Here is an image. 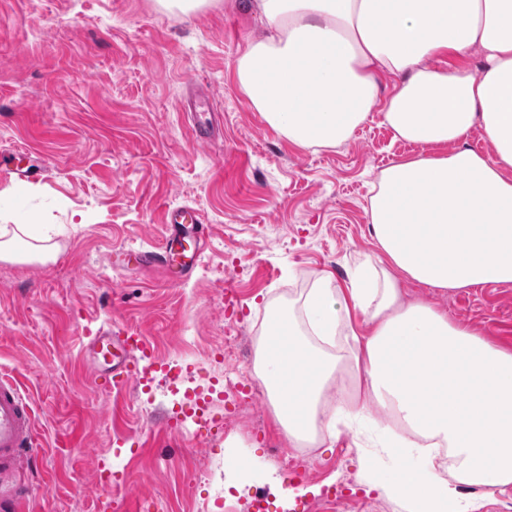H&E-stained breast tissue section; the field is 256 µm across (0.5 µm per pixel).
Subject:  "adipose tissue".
I'll list each match as a JSON object with an SVG mask.
<instances>
[{
  "instance_id": "ef3b65f1",
  "label": "adipose tissue",
  "mask_w": 512,
  "mask_h": 512,
  "mask_svg": "<svg viewBox=\"0 0 512 512\" xmlns=\"http://www.w3.org/2000/svg\"><path fill=\"white\" fill-rule=\"evenodd\" d=\"M253 10L268 34L239 51L232 77L290 144L339 147L375 115L394 140L432 152L381 171L366 210L375 250L346 286L325 275L299 309L267 305L252 375L293 447L370 433L386 465L366 461L364 474L402 512H473L461 486L512 489V351L405 299L400 283H512V0H253ZM476 127L491 155L468 146ZM29 231L0 225L1 261L57 252L46 226L18 250ZM375 406L386 421L372 419Z\"/></svg>"
}]
</instances>
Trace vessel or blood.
I'll use <instances>...</instances> for the list:
<instances>
[{"label": "vessel or blood", "instance_id": "vessel-or-blood-1", "mask_svg": "<svg viewBox=\"0 0 512 512\" xmlns=\"http://www.w3.org/2000/svg\"><path fill=\"white\" fill-rule=\"evenodd\" d=\"M0 171L13 175L20 183L38 174L22 150L0 155ZM165 219L169 232L161 247L141 252L127 250L119 258L134 270L153 266L187 277L205 249V241L198 233L201 215L192 207L181 206L167 209ZM87 352L94 377L113 387L137 386L148 380L147 372L141 371L139 365L142 360L153 358L154 348L138 331L99 334L90 340ZM34 439L35 420L28 399L13 379L0 376V506L8 512H22L32 494L31 487L16 481L15 474L23 467Z\"/></svg>", "mask_w": 512, "mask_h": 512}]
</instances>
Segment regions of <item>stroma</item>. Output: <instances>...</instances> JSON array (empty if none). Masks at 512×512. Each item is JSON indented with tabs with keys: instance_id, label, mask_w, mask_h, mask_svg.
Listing matches in <instances>:
<instances>
[{
	"instance_id": "stroma-1",
	"label": "stroma",
	"mask_w": 512,
	"mask_h": 512,
	"mask_svg": "<svg viewBox=\"0 0 512 512\" xmlns=\"http://www.w3.org/2000/svg\"><path fill=\"white\" fill-rule=\"evenodd\" d=\"M263 34L251 0L188 15L157 0H0V152L22 149L47 166L23 184L0 172V225L68 227L55 260L0 262V372L21 383L37 425L39 447L18 476L34 489L27 512H99L100 465L124 475L143 512H251L260 493L269 512H285L270 485L225 473L231 438L258 470L303 471L313 512H401L365 482L352 434L292 447L250 371L264 303H294L324 274L344 284L349 260L374 250L371 183L426 148L393 141L375 120L335 149L290 145L231 77L245 41ZM186 96L219 120L211 141L196 140ZM170 205L205 220L192 275L172 286L157 268L113 267V250L162 243ZM228 286L242 292L232 318ZM402 290L512 349V283L445 294L406 280ZM130 328L179 370L177 383L159 372L150 391L116 392L91 377L85 344ZM211 389L202 450L193 421L175 430L164 421ZM342 481L359 497L324 501L323 486Z\"/></svg>"
}]
</instances>
